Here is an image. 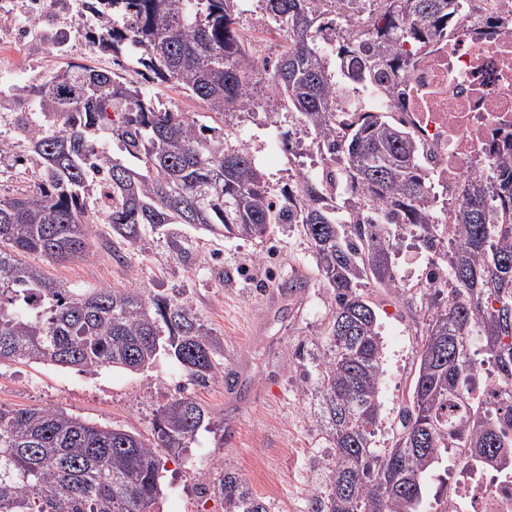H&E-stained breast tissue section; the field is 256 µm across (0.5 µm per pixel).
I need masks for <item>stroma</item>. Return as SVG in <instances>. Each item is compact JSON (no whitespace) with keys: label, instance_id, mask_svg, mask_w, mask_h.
Wrapping results in <instances>:
<instances>
[{"label":"stroma","instance_id":"35a3bbf8","mask_svg":"<svg viewBox=\"0 0 512 512\" xmlns=\"http://www.w3.org/2000/svg\"><path fill=\"white\" fill-rule=\"evenodd\" d=\"M3 13L25 25L26 32L0 56L2 90L35 82L72 62L115 69L158 96L169 111L215 128L229 140L246 141L273 193L288 186L290 159H310L300 135V115L283 108L268 86L266 74L273 71L284 40L257 0H240L238 18L243 32L260 35L267 46L258 66L263 77L254 85L260 106L235 125L179 89L145 80L136 59L93 49L84 26L74 23L87 14L84 0H46L34 18L26 0H0ZM44 27L56 35L59 48L39 39L37 32ZM22 107V102L0 99V135L12 143L11 152L0 156V198L32 193L38 186L41 159L25 136L13 130L14 114ZM25 260L78 293L138 288L186 301L217 342L219 377L203 386L190 384L166 355L141 373L107 367L86 374L20 360L0 365V407H60L149 441L160 409L177 397L194 396L209 412L211 427L199 430L187 447L162 452L163 507L170 512H224L223 500L212 488L213 477L224 469L269 502L271 512H311L323 489L328 449L298 361L320 343L331 300L298 225L278 224L267 237L243 240L169 224L128 246L113 237L110 225L96 224L87 259L56 263L29 254ZM428 267L424 251H402L397 269L406 294L371 286L365 290L376 305L385 344L376 437L381 448L390 445L399 426L416 371L426 308L414 288L424 281Z\"/></svg>","mask_w":512,"mask_h":512}]
</instances>
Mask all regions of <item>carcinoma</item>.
<instances>
[{
    "label": "carcinoma",
    "instance_id": "1",
    "mask_svg": "<svg viewBox=\"0 0 512 512\" xmlns=\"http://www.w3.org/2000/svg\"><path fill=\"white\" fill-rule=\"evenodd\" d=\"M236 0H87L97 21L89 42L116 55L134 43L150 79L170 84L218 116L256 106L246 73L256 71L236 27ZM294 36L269 86L299 113L330 167L272 196L246 145L207 133L109 70L70 63L16 88L40 123L20 113L16 128L43 160L38 191L0 199V364L26 360L82 373L150 368L174 358L189 381L217 377L214 340L191 306L165 296L99 288L77 295L20 256L62 262L91 254L94 213L136 244L145 227L189 224L216 236L258 239L297 224L332 303L312 357L307 388L329 441L325 491L314 512H420L424 479L450 448L464 464L512 475V395L489 407L477 391L492 370L512 386V156L472 178L457 222L436 224L427 173L413 133L383 112H364L340 136V60L348 82L381 88L404 43L464 20L471 0H258ZM364 13L372 27L340 35L337 20ZM104 128L141 162L134 170L91 133ZM101 205L90 206L89 190ZM410 236L448 269L449 288L422 291L425 340L400 427L376 447L384 340L372 284L399 295L394 258ZM199 402L181 396L160 410L154 441L101 426L61 408L0 407V512H157L161 450L186 447L204 425ZM224 512H270L234 473L213 478Z\"/></svg>",
    "mask_w": 512,
    "mask_h": 512
}]
</instances>
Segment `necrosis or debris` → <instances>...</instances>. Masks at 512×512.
Instances as JSON below:
<instances>
[{
  "label": "necrosis or debris",
  "mask_w": 512,
  "mask_h": 512,
  "mask_svg": "<svg viewBox=\"0 0 512 512\" xmlns=\"http://www.w3.org/2000/svg\"><path fill=\"white\" fill-rule=\"evenodd\" d=\"M391 81L394 94L370 99L413 133L429 189L448 192L436 221L454 223L468 179L512 155V0H483L463 24L409 46ZM432 512H512V476L476 467Z\"/></svg>",
  "instance_id": "obj_1"
}]
</instances>
